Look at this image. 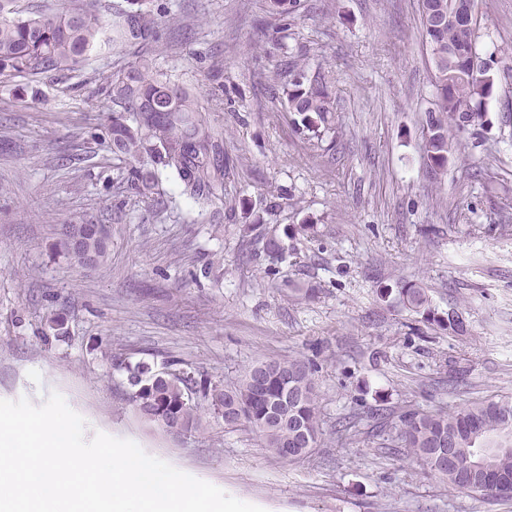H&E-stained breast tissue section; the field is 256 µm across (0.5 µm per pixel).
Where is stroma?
I'll return each instance as SVG.
<instances>
[{
    "instance_id": "1",
    "label": "stroma",
    "mask_w": 512,
    "mask_h": 512,
    "mask_svg": "<svg viewBox=\"0 0 512 512\" xmlns=\"http://www.w3.org/2000/svg\"><path fill=\"white\" fill-rule=\"evenodd\" d=\"M156 3L171 16L149 45L155 71L221 99L209 114L236 164L232 208L216 224L168 179L156 202L128 187L98 134L113 108L101 78L133 54L0 76V399L60 393L86 437L134 441L263 512H512L386 447L390 415L512 396V0L474 2L494 84L484 126L449 130L440 170L425 150L435 86L419 0H301L282 33L266 0ZM284 47L329 71L334 134L305 139L264 93ZM82 221L109 231L99 266L58 249L62 225ZM272 237L289 248L273 266ZM412 284L425 309L404 305ZM451 313L461 330L443 326ZM117 357L229 383L260 361L313 362L321 444L291 461L207 415L189 432L148 425ZM348 416L355 432L337 434Z\"/></svg>"
}]
</instances>
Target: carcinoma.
Returning <instances> with one entry per match:
<instances>
[{
	"instance_id": "1",
	"label": "carcinoma",
	"mask_w": 512,
	"mask_h": 512,
	"mask_svg": "<svg viewBox=\"0 0 512 512\" xmlns=\"http://www.w3.org/2000/svg\"><path fill=\"white\" fill-rule=\"evenodd\" d=\"M14 0H0V75L62 74L84 58L108 47L116 53L144 46L156 39L162 15L154 0H126L113 6L105 0H68L59 12L23 13ZM450 0H421L425 41L435 70L436 100L428 110L432 137L426 152L431 165L448 162V136L443 118L460 132L481 124L475 102L490 93L477 82L464 55L448 54V47L472 43L471 32L447 21ZM299 0H267L270 14L281 30L296 19ZM302 56L285 55L280 61L283 80L273 85L274 95L287 104L298 131L321 136L331 112V76L321 67L300 65ZM104 93L117 106L107 117L104 139L112 154L124 162L126 182L136 194L150 198L161 176L172 179L178 195L220 223L224 213V182L234 176V160L224 155V128L202 111L198 96L188 87L153 73L152 63L140 54L126 68L106 77ZM103 224H65L60 246L63 254L85 265H99L108 248ZM403 302L418 310L425 306L424 289H401ZM126 373L128 400L148 422L180 433L198 424L201 413L226 428L246 424L274 449L292 450L289 459L307 457L320 444L319 401L312 365L302 359L267 360L251 366L242 379L226 384L217 377H198L175 361L160 365L120 362ZM397 440L431 474L451 487L467 486L482 496L499 497L474 485L477 457L472 451L483 443L487 470L512 479V397L486 400L473 406L434 414L406 410L398 415ZM456 449L455 462L443 467L438 449Z\"/></svg>"
}]
</instances>
